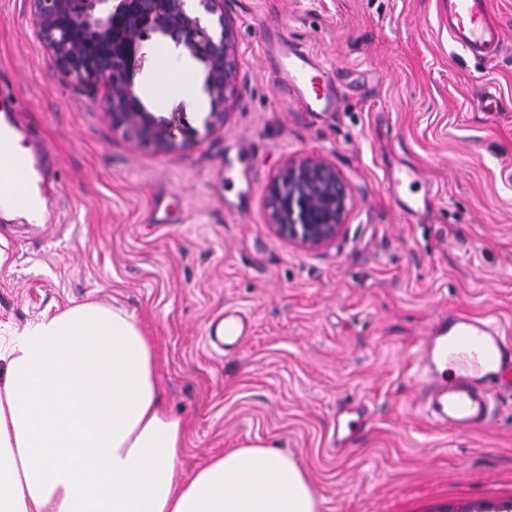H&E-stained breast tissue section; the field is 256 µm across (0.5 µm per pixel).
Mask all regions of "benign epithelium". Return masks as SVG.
I'll return each mask as SVG.
<instances>
[{
  "label": "benign epithelium",
  "mask_w": 512,
  "mask_h": 512,
  "mask_svg": "<svg viewBox=\"0 0 512 512\" xmlns=\"http://www.w3.org/2000/svg\"><path fill=\"white\" fill-rule=\"evenodd\" d=\"M44 48L58 70L80 86L105 88L112 127L157 149L191 146L198 131L185 113L147 110L130 73L145 58L150 35L169 38L207 67V87L218 107L204 120L209 132L224 124L238 80L236 35L224 0H28ZM218 16V25L209 17ZM271 224L305 249L326 246L341 234L348 185L326 161L305 156L288 162L269 186Z\"/></svg>",
  "instance_id": "obj_1"
}]
</instances>
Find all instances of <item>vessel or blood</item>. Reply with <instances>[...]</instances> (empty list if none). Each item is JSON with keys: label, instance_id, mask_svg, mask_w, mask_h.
Masks as SVG:
<instances>
[{"label": "vessel or blood", "instance_id": "vessel-or-blood-1", "mask_svg": "<svg viewBox=\"0 0 512 512\" xmlns=\"http://www.w3.org/2000/svg\"><path fill=\"white\" fill-rule=\"evenodd\" d=\"M450 40L477 57L499 52L503 28L491 0H443ZM277 88L292 93L301 112H335L342 95L329 70L306 49L283 42L271 70ZM15 124L0 126V207L30 206L28 188L39 171L38 159L48 152L32 141L26 153L15 149ZM247 317L224 311V337L234 345L246 336ZM416 378L422 413L449 435L460 436L491 422L497 404L512 398V338L488 317L461 314L438 318L428 329L416 354Z\"/></svg>", "mask_w": 512, "mask_h": 512}]
</instances>
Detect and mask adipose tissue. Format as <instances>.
<instances>
[{
    "mask_svg": "<svg viewBox=\"0 0 512 512\" xmlns=\"http://www.w3.org/2000/svg\"><path fill=\"white\" fill-rule=\"evenodd\" d=\"M153 342L96 302L0 336V512H318L300 467L263 445L192 474Z\"/></svg>",
    "mask_w": 512,
    "mask_h": 512,
    "instance_id": "ef3b65f1",
    "label": "adipose tissue"
}]
</instances>
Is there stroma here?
<instances>
[{
    "label": "stroma",
    "instance_id": "stroma-1",
    "mask_svg": "<svg viewBox=\"0 0 512 512\" xmlns=\"http://www.w3.org/2000/svg\"><path fill=\"white\" fill-rule=\"evenodd\" d=\"M503 49L474 59L448 38L441 0H224L239 80L223 126L185 150L112 128L103 89L76 86L41 44L26 0H0V78L51 156L44 235L0 214L14 259L0 270V325L95 301L152 337L166 408L189 425L192 473L248 444L288 454L319 512H512V401L455 438L417 406L412 355L443 313L512 334V0H493ZM279 20L331 70L339 111H294L270 77L262 20ZM132 83L149 111L203 116L188 97L205 64L154 35ZM499 112L481 111L486 92ZM247 146L259 160L245 170ZM336 167L346 225L319 249L270 223L288 160ZM416 170L419 180L406 179ZM402 177L398 191L389 175ZM426 200L405 222L401 203ZM252 332L231 350L206 334L225 306ZM361 410L343 453L336 407Z\"/></svg>",
    "mask_w": 512,
    "mask_h": 512
}]
</instances>
